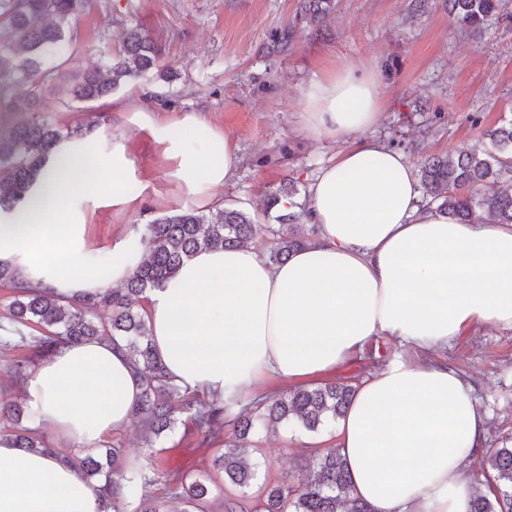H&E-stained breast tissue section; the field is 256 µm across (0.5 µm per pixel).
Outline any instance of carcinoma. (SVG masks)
I'll use <instances>...</instances> for the list:
<instances>
[{
    "instance_id": "carcinoma-1",
    "label": "carcinoma",
    "mask_w": 512,
    "mask_h": 512,
    "mask_svg": "<svg viewBox=\"0 0 512 512\" xmlns=\"http://www.w3.org/2000/svg\"><path fill=\"white\" fill-rule=\"evenodd\" d=\"M91 0H0V103L11 112H31L47 84L61 80L76 102H92L132 81L156 72L163 78L170 73L161 64V54L151 37L138 28L130 29L119 54H105L92 69L67 76L59 61L74 52V28L90 8ZM449 17L461 28L483 31L495 15L499 0H448ZM333 0H305L304 13L312 24L326 18ZM18 86L26 87L22 94ZM81 136L76 129L63 130L47 121L21 122L0 134V210L12 212L28 199L32 184L43 163L63 139ZM493 151L479 153L459 147L444 155L420 162L419 181L423 200L429 206L450 213L462 223H475L491 217L496 224H512V194L502 183L512 181V119L488 133ZM294 181L288 190L275 191L263 199L267 214L279 210L288 200V212L276 216L287 225L278 234L270 260L280 263L304 247L308 239L299 223L306 217L294 201ZM257 233L250 213L224 207L212 215L204 210H179L146 225L140 240L131 249L143 253L139 267L119 290H106L89 299L65 302L50 289L16 286L14 273L0 266V282L11 288L8 323L0 325V346L5 350L34 348L37 357L51 356L64 343L108 339L127 350L143 391L134 417L141 420L145 433L159 437L172 429L184 414L203 436L223 431L224 415L236 402L209 399L175 385L151 340L147 314L142 306L145 293L172 279L183 262L197 251L229 248L248 243ZM34 358L19 355L10 360V369L26 379ZM356 386L336 382L322 386L296 387L283 394L263 396L251 402L252 414L237 419L236 438L247 439L259 424L274 428L296 423L315 431L328 421H336L348 410ZM24 414L20 398L0 392V420H19ZM13 444L26 450L56 453L55 448L32 429L0 427ZM124 449L114 446L105 454L67 456L95 491L112 499L113 512H170L168 502L180 500L183 512H212L211 478L179 471L146 472L136 459H122ZM313 474L296 477L265 487L254 512H369L364 502L352 495V479L337 449L315 452ZM490 494H478L471 512H512V448L486 451ZM214 467L237 488L251 487L257 472L241 456L234 443L214 460Z\"/></svg>"
}]
</instances>
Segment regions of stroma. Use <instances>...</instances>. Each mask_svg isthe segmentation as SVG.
I'll return each mask as SVG.
<instances>
[{
    "instance_id": "stroma-1",
    "label": "stroma",
    "mask_w": 512,
    "mask_h": 512,
    "mask_svg": "<svg viewBox=\"0 0 512 512\" xmlns=\"http://www.w3.org/2000/svg\"><path fill=\"white\" fill-rule=\"evenodd\" d=\"M303 0H92L76 26L79 48L66 57L70 73L95 65L104 51L119 52L124 33L138 26L162 51L171 81L151 74L112 97L93 103L70 101L62 87L45 94L36 117L61 128L91 122L103 113L109 123L93 128L88 141L98 149L122 142L131 161L125 186L129 205L102 207L87 215L90 241L101 261L114 245L131 244L146 224L176 209L235 206L256 215L255 240L270 252L280 229L274 217L258 210L263 193L294 180L308 194L320 169L344 149L342 141L312 134L305 124L301 91L316 75L348 65L376 67L382 84L378 122L370 137L401 142L412 163L457 146L491 150L487 135L501 119L512 118V0L500 8L483 33L461 30L448 17V0H334L327 22L315 29L302 20ZM294 26L288 50L271 39ZM200 117L228 132L240 162L230 181L207 193L189 192L177 177L178 161L169 138L192 150L202 138L184 129L186 116ZM168 129L167 137L156 126ZM426 361L416 346L381 336L353 361L315 375L312 385L361 382L393 357ZM434 359L468 375L477 402L489 418L487 442L512 447V329L484 324L465 327ZM234 435L226 415L221 439L185 434L183 426L145 445L139 421L107 437L128 457L157 463L165 470L198 475L209 471L223 440ZM337 445L333 427L311 432L297 424L258 426L244 455L255 464L258 482L247 493L255 506L262 484L304 470L314 450Z\"/></svg>"
}]
</instances>
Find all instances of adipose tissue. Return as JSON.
Segmentation results:
<instances>
[{
  "mask_svg": "<svg viewBox=\"0 0 512 512\" xmlns=\"http://www.w3.org/2000/svg\"><path fill=\"white\" fill-rule=\"evenodd\" d=\"M381 93L375 69L350 66L302 93L311 132L347 143L309 188L312 242L278 264L249 245L201 250L148 291L152 343L176 385L229 401L264 377L296 383L335 369L380 336L430 352L471 324L512 328V225L461 224L423 206L409 157L365 135ZM207 136L203 159L169 146L191 190L223 186L239 163L231 136ZM129 169L120 143L94 155L84 140L60 142L30 206L0 213V263L66 300L123 283L141 255L117 245L101 264L85 206L128 204ZM21 389L45 433L96 448L130 423L142 385L124 348L93 339L61 347ZM336 434L370 512H470L488 423L448 363L389 360ZM0 512L107 509L70 465L0 436Z\"/></svg>",
  "mask_w": 512,
  "mask_h": 512,
  "instance_id": "obj_1",
  "label": "adipose tissue"
}]
</instances>
